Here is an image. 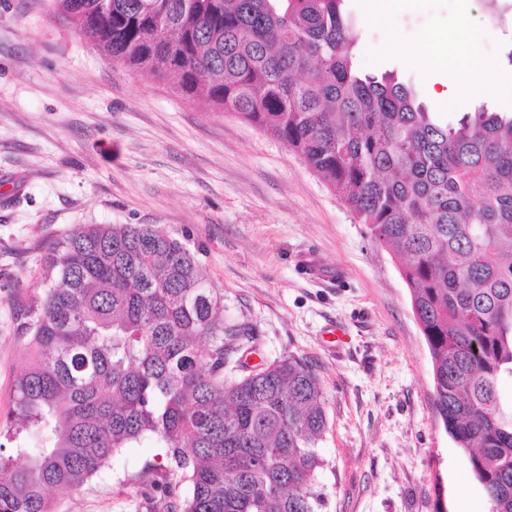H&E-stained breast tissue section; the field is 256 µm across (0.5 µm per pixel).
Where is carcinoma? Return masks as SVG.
Here are the masks:
<instances>
[{"instance_id": "1", "label": "carcinoma", "mask_w": 512, "mask_h": 512, "mask_svg": "<svg viewBox=\"0 0 512 512\" xmlns=\"http://www.w3.org/2000/svg\"><path fill=\"white\" fill-rule=\"evenodd\" d=\"M344 0H54L105 57L232 112L322 176L402 260L434 405L489 512H512V115L441 124L363 76ZM224 297L153 224H82L44 260L32 361L0 422V512H55L144 439L159 512H318L326 398L288 353L240 376Z\"/></svg>"}]
</instances>
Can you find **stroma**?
<instances>
[{
    "label": "stroma",
    "mask_w": 512,
    "mask_h": 512,
    "mask_svg": "<svg viewBox=\"0 0 512 512\" xmlns=\"http://www.w3.org/2000/svg\"><path fill=\"white\" fill-rule=\"evenodd\" d=\"M357 65L393 76L428 111H512V0H344ZM500 77L464 98L463 74L411 55L461 20ZM81 224H153L180 239L252 331L254 366L307 357L326 396L320 512H486L487 498L433 405L426 340L401 262L283 143L169 82L113 65L53 9L0 0V418L29 357L21 333L50 244ZM315 261L322 276L307 274ZM152 441L122 449L57 512H149Z\"/></svg>",
    "instance_id": "35a3bbf8"
}]
</instances>
